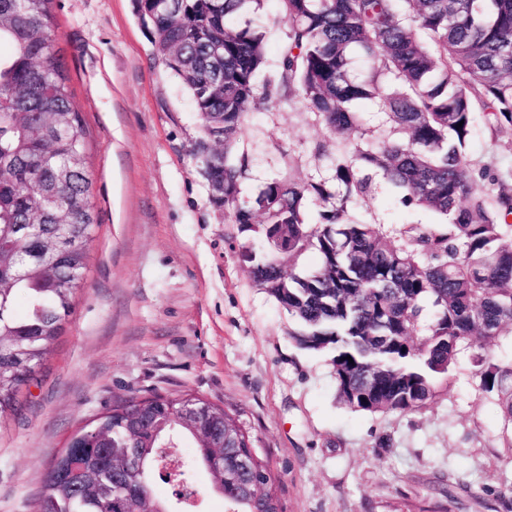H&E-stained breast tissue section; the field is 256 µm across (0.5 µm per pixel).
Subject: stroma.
<instances>
[{"label":"stroma","instance_id":"1","mask_svg":"<svg viewBox=\"0 0 512 512\" xmlns=\"http://www.w3.org/2000/svg\"><path fill=\"white\" fill-rule=\"evenodd\" d=\"M52 11L98 226L84 289L37 381L22 389L20 414L0 428V512H33L52 457L116 403L185 392L238 414L280 480L284 512H512V448L469 349L418 410L367 414L340 403L328 359L298 346L295 321L241 260L244 247L268 244L212 199L196 156L200 114L136 0H54ZM248 22L267 28L272 76L290 22L279 0L234 19ZM239 140L250 160L241 200L290 175L334 178L336 142L298 102L250 110ZM468 155L512 172V130L477 126ZM373 184L367 206L351 213L391 236L435 222L382 178ZM178 458L194 469L191 512H224L193 439L181 440Z\"/></svg>","mask_w":512,"mask_h":512}]
</instances>
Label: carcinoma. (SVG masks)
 Listing matches in <instances>:
<instances>
[{"mask_svg": "<svg viewBox=\"0 0 512 512\" xmlns=\"http://www.w3.org/2000/svg\"><path fill=\"white\" fill-rule=\"evenodd\" d=\"M260 0H138L167 67L191 92L204 137L196 155L224 173V211L249 231L259 224L276 249L243 261L257 287L283 307L299 329L290 336L328 356L337 396L355 412L405 413L424 407L448 381L460 346L471 348L480 388L495 397L512 426V360L487 346L512 335V184L487 167L475 169L467 147L476 114L493 134L512 127V0H280L291 26L278 71L258 92L264 70L263 27L232 24L248 2ZM53 0H0V425L17 416L22 387L36 380L61 334L82 285L60 284L44 269L17 225L28 215L63 240L56 273L86 271L96 216L83 122L69 78L52 48ZM224 43V58L210 55ZM367 74L352 72L354 57ZM297 100L338 139L355 136L336 153V183L344 193L323 222L306 221L311 201L329 202L323 182L275 179L249 203L239 199L249 159L238 134L249 106ZM373 101L384 115L366 128L356 106ZM224 113V132L211 126ZM43 129L34 136L33 129ZM223 144V155H215ZM400 190L407 207L447 218L419 225L396 242L380 228L350 216L367 203L372 176ZM498 185L497 189L487 184ZM314 249L320 263L295 272ZM28 311L15 313L19 297ZM207 405L200 419L159 430L143 425L137 438L123 426L141 399L131 397L100 419L110 431L105 448L81 449L94 465L75 484L57 472L73 461L67 448L51 461L34 512H171L154 493L155 478L179 486L187 471L160 467L158 443L192 437L210 490L224 512H284L266 457L251 473L238 468L252 444L237 415L196 394L154 396L157 411L184 403ZM224 439V463L210 448ZM157 456L154 467L129 462L125 478L138 499L112 495L108 464L130 449Z\"/></svg>", "mask_w": 512, "mask_h": 512, "instance_id": "1", "label": "carcinoma"}]
</instances>
